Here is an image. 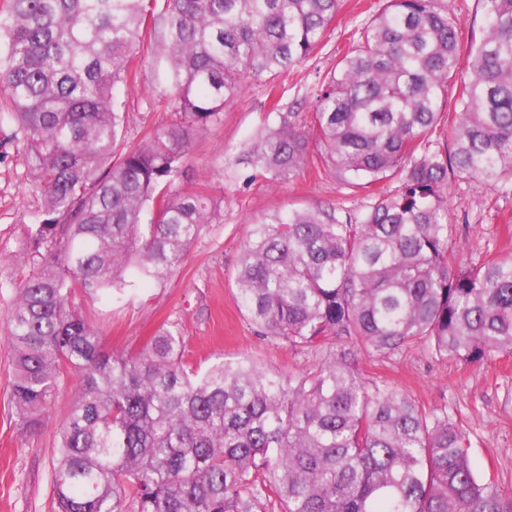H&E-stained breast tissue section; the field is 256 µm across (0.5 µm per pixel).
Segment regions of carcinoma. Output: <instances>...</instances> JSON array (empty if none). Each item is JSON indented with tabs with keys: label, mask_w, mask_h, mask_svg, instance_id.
I'll list each match as a JSON object with an SVG mask.
<instances>
[{
	"label": "carcinoma",
	"mask_w": 512,
	"mask_h": 512,
	"mask_svg": "<svg viewBox=\"0 0 512 512\" xmlns=\"http://www.w3.org/2000/svg\"><path fill=\"white\" fill-rule=\"evenodd\" d=\"M341 0H6L0 9V157L25 153L44 205L28 234L39 271L19 289L8 342L20 426L43 425L60 377L78 390L53 473L57 512H512L473 470L466 431L396 389L369 385L354 349L421 343L441 358L512 354V254L452 266L450 181L512 191V0H482L462 64L433 0H386L326 76L311 127L272 110L254 174L285 182L325 164L369 194L357 215L311 207L248 226L234 279L267 334L326 350L306 373L248 358L200 372L163 328L107 354L72 306L112 296L133 268L165 279L209 222L180 194L178 128L117 149L114 98L160 48L183 124L206 128L251 77L274 81L318 53ZM467 77L458 80L461 66ZM456 82L452 124L438 131Z\"/></svg>",
	"instance_id": "cac0c4a2"
}]
</instances>
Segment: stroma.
Instances as JSON below:
<instances>
[{
  "mask_svg": "<svg viewBox=\"0 0 512 512\" xmlns=\"http://www.w3.org/2000/svg\"><path fill=\"white\" fill-rule=\"evenodd\" d=\"M385 0H342L318 55L284 72L275 86L248 80L225 105L218 123L190 130L181 192L209 196L214 215L191 245L184 263L160 283L131 278L112 300L81 295L76 302L101 333L110 353L139 351L161 327L180 331L186 358L208 368L221 359L247 356L266 368L302 373L318 362L311 348H294L264 334L239 311L234 276L248 224L292 208L322 207L361 212L364 190L345 185L326 170L305 171L285 184L253 175L241 155L268 119L271 96L295 107L300 123H310L319 85L347 50L350 35L377 14ZM162 53L149 57L139 86L120 89L129 114L125 139L136 142L177 121L166 101L171 88ZM450 219L456 226L452 262L477 264L512 249V192L482 191L465 180L450 186ZM44 200L23 153L0 160V512H55L52 471L59 430L76 393L77 377H62L42 428L24 433L10 401L13 365L6 341L18 288L36 271L26 238ZM355 363L371 382L411 397L425 411L447 413L468 432L469 456L480 476L512 488V354L480 363L432 355L423 345L390 356L358 354Z\"/></svg>",
  "mask_w": 512,
  "mask_h": 512,
  "instance_id": "35a3bbf8",
  "label": "stroma"
}]
</instances>
